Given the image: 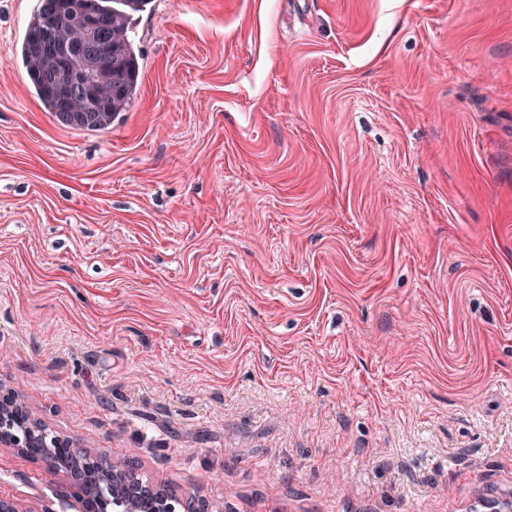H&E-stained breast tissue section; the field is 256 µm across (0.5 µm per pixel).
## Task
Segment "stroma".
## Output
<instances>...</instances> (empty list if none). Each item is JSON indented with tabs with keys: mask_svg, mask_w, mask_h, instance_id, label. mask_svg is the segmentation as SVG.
I'll return each instance as SVG.
<instances>
[{
	"mask_svg": "<svg viewBox=\"0 0 512 512\" xmlns=\"http://www.w3.org/2000/svg\"><path fill=\"white\" fill-rule=\"evenodd\" d=\"M0 0V391L224 512L512 500V0H152L60 125ZM0 497L73 512L0 447Z\"/></svg>",
	"mask_w": 512,
	"mask_h": 512,
	"instance_id": "stroma-1",
	"label": "stroma"
}]
</instances>
